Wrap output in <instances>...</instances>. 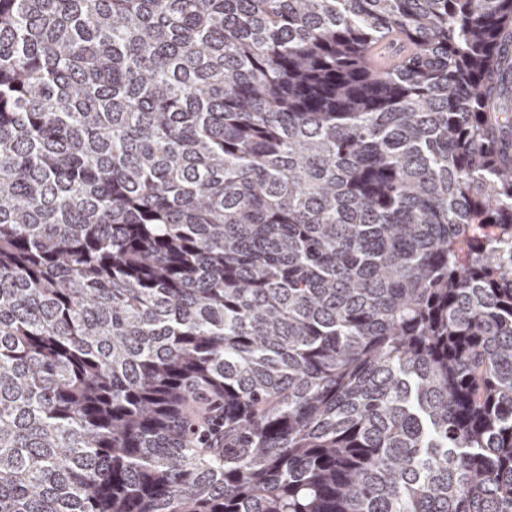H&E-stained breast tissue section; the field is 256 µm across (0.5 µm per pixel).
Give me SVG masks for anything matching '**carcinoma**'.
Segmentation results:
<instances>
[{
	"label": "carcinoma",
	"instance_id": "cac0c4a2",
	"mask_svg": "<svg viewBox=\"0 0 512 512\" xmlns=\"http://www.w3.org/2000/svg\"><path fill=\"white\" fill-rule=\"evenodd\" d=\"M511 24L0 0V512H512ZM400 61V54L389 52L387 45L370 47L366 51L367 66L376 73L394 69Z\"/></svg>",
	"mask_w": 512,
	"mask_h": 512
}]
</instances>
